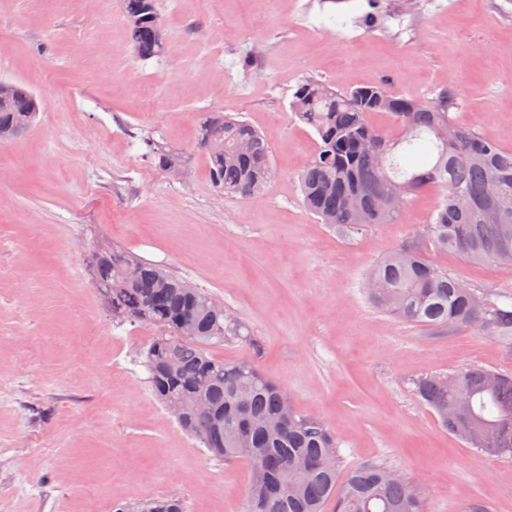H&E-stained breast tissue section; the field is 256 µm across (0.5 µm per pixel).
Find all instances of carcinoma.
<instances>
[{"mask_svg":"<svg viewBox=\"0 0 512 512\" xmlns=\"http://www.w3.org/2000/svg\"><path fill=\"white\" fill-rule=\"evenodd\" d=\"M128 41L142 61L164 51L157 0H123ZM451 91L429 101L380 84L338 91L316 79L297 82L291 111L317 136L299 175L307 208L341 231L392 224L419 194L439 202L422 240L389 252L364 278L381 312L430 329L480 327L512 344V301L488 307L470 285L424 256L423 242L473 262L512 264V213L496 215L490 195L512 204V150L456 123ZM40 102L20 83L0 82V142L21 136ZM383 114L392 126L373 125ZM198 149L211 186L226 196L260 197L274 167L263 137L246 122L212 112L200 125ZM151 158L176 171L162 149ZM97 290L112 318L159 330L144 351L149 386L167 411L214 457L247 459L253 470L244 512H429V492L381 464L348 473L338 486L336 432L297 415L287 390L249 360L227 362L209 352L224 341V305L209 293L129 251L93 253ZM140 268L131 278L126 271ZM421 399L449 433L474 448L512 453V376L464 368L418 385ZM113 512H185L169 497H132Z\"/></svg>","mask_w":512,"mask_h":512,"instance_id":"1","label":"carcinoma"}]
</instances>
